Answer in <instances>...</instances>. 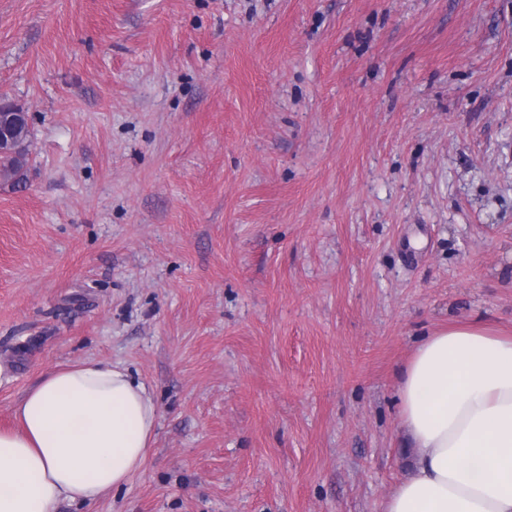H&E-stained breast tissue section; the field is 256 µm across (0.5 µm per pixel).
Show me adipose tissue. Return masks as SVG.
<instances>
[{"label":"adipose tissue","instance_id":"ef3b65f1","mask_svg":"<svg viewBox=\"0 0 512 512\" xmlns=\"http://www.w3.org/2000/svg\"><path fill=\"white\" fill-rule=\"evenodd\" d=\"M399 419L414 451L383 512H512V336L475 320L426 337L402 368ZM0 431V512L89 506L144 466L157 423L126 368L43 373Z\"/></svg>","mask_w":512,"mask_h":512}]
</instances>
